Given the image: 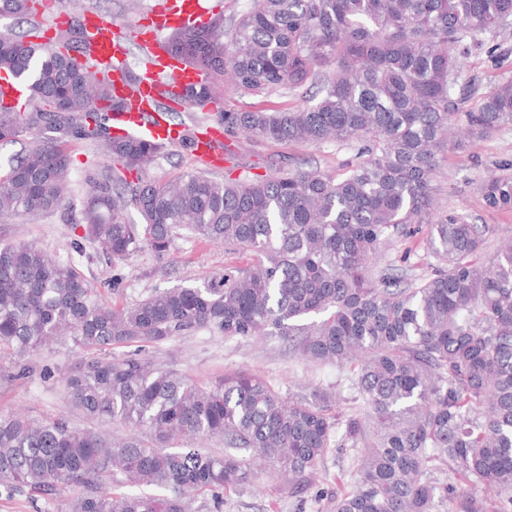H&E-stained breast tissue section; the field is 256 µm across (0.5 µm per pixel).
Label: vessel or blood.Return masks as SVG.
I'll return each instance as SVG.
<instances>
[{
  "label": "vessel or blood",
  "instance_id": "obj_1",
  "mask_svg": "<svg viewBox=\"0 0 512 512\" xmlns=\"http://www.w3.org/2000/svg\"><path fill=\"white\" fill-rule=\"evenodd\" d=\"M205 8L202 0H167L157 10L151 23L156 35L149 42V65L138 80L131 82L123 59L124 35L121 28L100 16L89 14L84 22L94 36V58L109 65L112 84L117 96L125 98L128 108L112 115V132L164 142L177 141L182 129L170 123L165 110L158 106L159 90L184 94L200 80L196 69L170 56L161 55L160 33L195 24L202 20ZM224 128L218 123L199 126L194 132V156L206 167L220 170L229 157L224 150Z\"/></svg>",
  "mask_w": 512,
  "mask_h": 512
}]
</instances>
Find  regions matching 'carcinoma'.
<instances>
[{
	"label": "carcinoma",
	"instance_id": "carcinoma-1",
	"mask_svg": "<svg viewBox=\"0 0 512 512\" xmlns=\"http://www.w3.org/2000/svg\"><path fill=\"white\" fill-rule=\"evenodd\" d=\"M34 2L0 0V18L27 24L0 32V72L29 92L0 103V148L38 135L0 157V355L17 357L12 379L53 344L91 357L62 377L84 426L0 412V489L47 502L77 487L70 512H193L191 495L207 492L221 512L255 461L287 473L300 498L327 453L348 448L353 475L336 478L330 512H512V242L482 261L489 225L451 212L427 222L426 258L374 263L432 213L439 158L460 145L455 122L475 139L512 125V77L482 90L464 74L469 56L512 38V0H250L227 23L220 12L173 30L163 50L203 74L183 95L193 106L227 81L257 96L313 89L295 109L224 110L225 135L359 148L336 178L297 167L165 182L124 176L168 143L112 135L126 104L93 71L81 16L41 45ZM78 140L120 168L88 170L75 204L65 181ZM483 198L512 207V178L489 177ZM57 211L82 229L76 252L91 244L114 263L148 250L163 269L191 236L253 264L110 307L79 262L7 238L11 218ZM200 330L278 338L307 363L347 370L351 407L331 412L337 394L324 389L285 398L246 372L204 384L141 356ZM120 346L136 350L96 356ZM213 439L223 451L205 446Z\"/></svg>",
	"mask_w": 512,
	"mask_h": 512
}]
</instances>
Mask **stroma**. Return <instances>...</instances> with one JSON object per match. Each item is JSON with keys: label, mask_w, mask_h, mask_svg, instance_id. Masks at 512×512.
<instances>
[{"label": "stroma", "mask_w": 512, "mask_h": 512, "mask_svg": "<svg viewBox=\"0 0 512 512\" xmlns=\"http://www.w3.org/2000/svg\"><path fill=\"white\" fill-rule=\"evenodd\" d=\"M164 0H65L63 8L69 14L93 12L112 18L132 28L133 36L125 41L126 64L130 74L141 75L146 59L141 41L149 31V17ZM467 76L476 78L481 87L504 76H512V42L467 58ZM219 95L226 107L240 111L257 108L281 109L301 105L300 93L279 90L255 96L223 84ZM68 151L73 160L67 191L78 197L83 188L86 169L108 165L101 147L93 143H72ZM354 154L351 147L333 144H276L242 141L241 153L235 163L238 171L254 170L256 174H276L287 169L289 162L320 168L329 175L340 174L344 163ZM201 164L191 151L175 145L146 168V179L162 182L184 172L200 170ZM492 174L512 175V126H506L487 138L469 141L445 156L434 178L435 198L439 211L457 212L476 224L491 228L490 250L512 238V208L492 210L486 207L481 186ZM9 235L37 243L50 253L67 257L71 252L70 228L62 224L59 213L35 218L18 217L8 226ZM249 255L229 253L223 247L193 238L178 240L168 262L167 274L155 273V259L144 251L118 265H111L102 255L91 254L84 264L86 274L108 302L130 304L154 292L155 289L188 285L205 276H218L224 271L250 266ZM122 279L121 292L112 295V276ZM147 358L162 364H174L178 369L204 381H212L227 373L249 370L264 378L276 391L297 398L316 388L338 389L344 398H352L345 371L333 365H308L291 357L281 342L266 338L252 340L225 339L223 336L200 331L182 336L158 348L145 352ZM83 357L80 350L58 344L30 354L29 360L38 372L29 378L8 380L1 373L10 366L11 356L0 357V412H13L40 418L70 413L61 379L64 373L78 365ZM349 454L329 453L320 469L319 493H307L304 501L288 495V477L255 466L249 483L224 495L223 512H328V492L336 488V478L349 473Z\"/></svg>", "instance_id": "35a3bbf8"}]
</instances>
